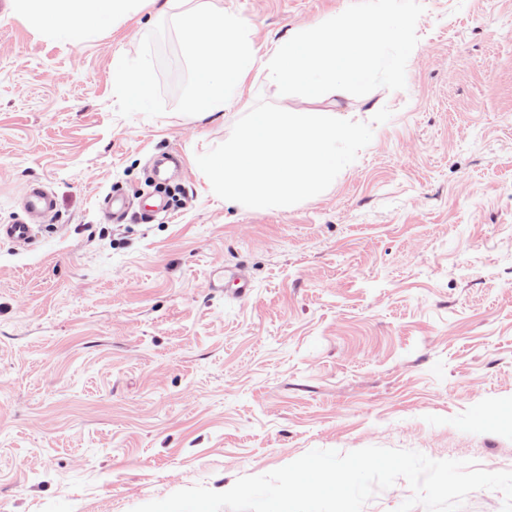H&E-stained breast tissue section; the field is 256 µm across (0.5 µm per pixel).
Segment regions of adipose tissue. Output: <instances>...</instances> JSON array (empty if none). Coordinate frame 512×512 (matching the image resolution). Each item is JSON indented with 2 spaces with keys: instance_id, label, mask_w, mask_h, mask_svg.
<instances>
[{
  "instance_id": "1",
  "label": "adipose tissue",
  "mask_w": 512,
  "mask_h": 512,
  "mask_svg": "<svg viewBox=\"0 0 512 512\" xmlns=\"http://www.w3.org/2000/svg\"><path fill=\"white\" fill-rule=\"evenodd\" d=\"M158 0H10L13 13L48 36L79 44L114 17L157 4Z\"/></svg>"
}]
</instances>
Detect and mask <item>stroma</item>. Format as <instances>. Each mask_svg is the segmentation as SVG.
<instances>
[{
	"label": "stroma",
	"instance_id": "1",
	"mask_svg": "<svg viewBox=\"0 0 512 512\" xmlns=\"http://www.w3.org/2000/svg\"><path fill=\"white\" fill-rule=\"evenodd\" d=\"M214 2L265 48L351 0ZM422 3L405 89L245 80L242 103L373 125L322 195L283 210L210 191L196 157L242 113L176 112L173 33L166 113L118 116L112 61L155 8L73 45L0 0V224L31 182L57 200L32 244L0 239V512H132L314 449L512 463V0ZM164 152L184 158L179 201L106 221ZM220 266L253 291L213 290Z\"/></svg>",
	"mask_w": 512,
	"mask_h": 512
}]
</instances>
